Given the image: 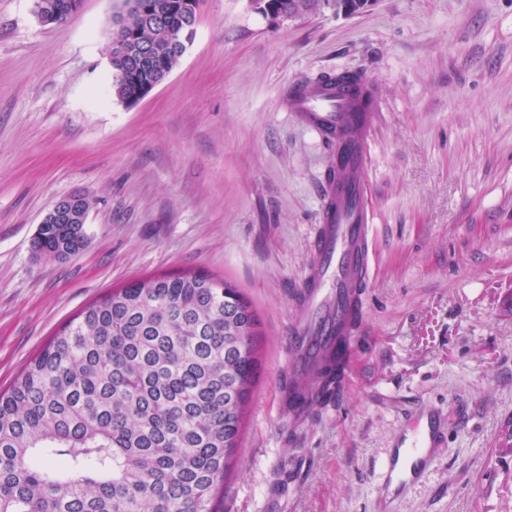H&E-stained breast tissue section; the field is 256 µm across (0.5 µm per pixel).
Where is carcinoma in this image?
I'll use <instances>...</instances> for the list:
<instances>
[{
    "instance_id": "obj_1",
    "label": "carcinoma",
    "mask_w": 512,
    "mask_h": 512,
    "mask_svg": "<svg viewBox=\"0 0 512 512\" xmlns=\"http://www.w3.org/2000/svg\"><path fill=\"white\" fill-rule=\"evenodd\" d=\"M72 0H35L63 24ZM153 44L132 69L109 56L128 104L182 52L121 0L112 40ZM68 224L39 225L35 253L79 252ZM259 320L243 291L205 273L147 278L69 321L0 392V512H218L258 379ZM312 402L334 392L317 372Z\"/></svg>"
}]
</instances>
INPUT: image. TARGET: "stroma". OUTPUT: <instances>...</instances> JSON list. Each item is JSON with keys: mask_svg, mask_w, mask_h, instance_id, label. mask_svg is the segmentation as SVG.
I'll use <instances>...</instances> for the list:
<instances>
[{"mask_svg": "<svg viewBox=\"0 0 512 512\" xmlns=\"http://www.w3.org/2000/svg\"><path fill=\"white\" fill-rule=\"evenodd\" d=\"M118 0L46 26L0 0V391L69 320L151 275L241 288L260 370L223 512H382L402 421L448 415L432 470L396 512H512V0H371L270 18L200 0L169 76L112 95ZM362 74L378 118L366 202L375 271L339 401L279 411L288 324L335 164L285 102L297 84ZM94 205L82 252L35 257L60 198Z\"/></svg>", "mask_w": 512, "mask_h": 512, "instance_id": "1", "label": "stroma"}]
</instances>
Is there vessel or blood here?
Here are the masks:
<instances>
[{
  "instance_id": "1",
  "label": "vessel or blood",
  "mask_w": 512,
  "mask_h": 512,
  "mask_svg": "<svg viewBox=\"0 0 512 512\" xmlns=\"http://www.w3.org/2000/svg\"><path fill=\"white\" fill-rule=\"evenodd\" d=\"M358 92V85L334 75L313 92L298 89L288 99L289 110L302 125L335 145L337 171L326 183L322 222L300 279L302 316L288 324L283 404L293 419L309 413L306 389L316 370L334 359L349 367L373 279L375 226L364 192L367 144L377 115L357 111ZM447 433L448 418L436 409L422 408L406 421L383 466L380 495L386 508H393L403 491L429 472Z\"/></svg>"
}]
</instances>
